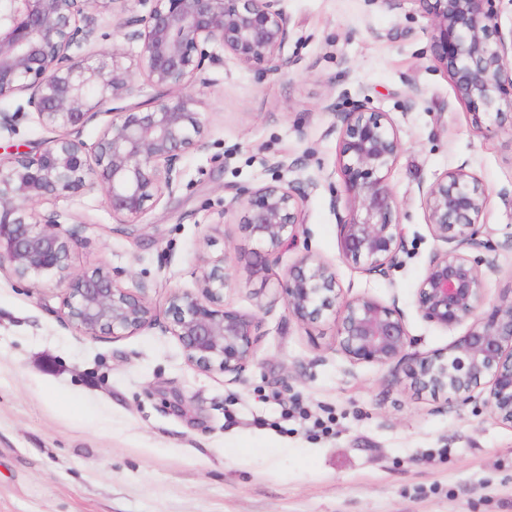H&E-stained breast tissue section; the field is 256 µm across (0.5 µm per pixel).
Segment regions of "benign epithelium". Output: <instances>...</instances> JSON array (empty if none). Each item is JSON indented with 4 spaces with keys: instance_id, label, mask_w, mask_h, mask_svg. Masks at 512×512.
Listing matches in <instances>:
<instances>
[{
    "instance_id": "obj_1",
    "label": "benign epithelium",
    "mask_w": 512,
    "mask_h": 512,
    "mask_svg": "<svg viewBox=\"0 0 512 512\" xmlns=\"http://www.w3.org/2000/svg\"><path fill=\"white\" fill-rule=\"evenodd\" d=\"M0 13V100L25 97L14 110L0 109V133H16L27 115L59 135L31 151L0 161V270L19 282L64 279L65 321L84 336H128L156 320L139 294L121 286L105 265L72 272L73 217L46 204L80 187L104 194L112 218L136 225L155 203L179 188L181 161L205 148L204 126L188 90L209 82V69L229 55L268 72L279 70L290 39L283 0H9ZM495 0H422L436 61L458 99L481 104L484 115L512 112V37L498 33ZM120 17L112 49L88 47L104 40L100 19ZM136 48L139 73L123 63ZM155 94L139 100L145 87ZM336 117L338 167L343 193L330 205L338 217L343 260L367 275L387 277L407 253L399 203L388 173L401 152L390 113L362 92L350 106H326ZM111 115L93 147L81 138L100 114ZM313 175L279 178L258 188L238 187L233 201L255 247L256 271L278 263L296 247L302 202L318 190ZM426 221L440 243L430 255L417 291L428 323L451 329L470 322L448 348L410 351L411 338L397 301L337 289L336 269L303 255L279 280L276 293L290 316L312 326L336 320L341 353L353 364L406 368L411 386L432 396L448 394L457 406L480 402L512 425V294L488 308L483 280L498 272L494 257L473 258L470 249L493 250L481 239L489 194L460 166L421 189ZM230 276L224 257L203 259L198 288L170 294L168 332L187 361L206 373L238 379L254 358L255 317L224 304Z\"/></svg>"
}]
</instances>
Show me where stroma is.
I'll list each match as a JSON object with an SVG mask.
<instances>
[{"mask_svg":"<svg viewBox=\"0 0 512 512\" xmlns=\"http://www.w3.org/2000/svg\"><path fill=\"white\" fill-rule=\"evenodd\" d=\"M284 6L281 70L228 57L192 88L206 146L183 159L173 197L136 225L116 223L97 190L57 201L78 222L72 271L104 264L124 286L144 284L156 325L81 335L63 319L64 285L0 271V512H512V427L484 406L418 393L390 367L350 364L333 320L306 330L275 294L308 253L335 265L345 296L397 302L413 351L448 347L466 325L436 327L416 306L435 248L419 188L461 165L482 180L499 264L484 301L512 292V133L478 132L473 106L433 59L418 0ZM363 89L391 113L403 146L388 182L408 252L387 278L341 259L330 206L343 181L324 106ZM275 156L302 163L321 187L303 205L298 247L262 277L231 188L273 182ZM219 221L223 235L208 239ZM207 253L226 256L225 304L258 321L256 356L236 382L190 365L164 330L169 295L195 287Z\"/></svg>","mask_w":512,"mask_h":512,"instance_id":"35a3bbf8","label":"stroma"}]
</instances>
